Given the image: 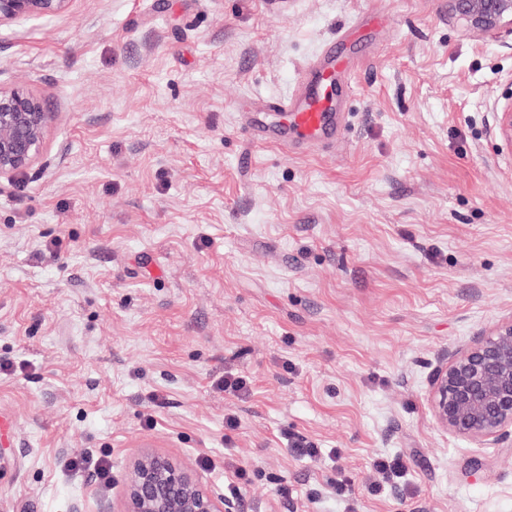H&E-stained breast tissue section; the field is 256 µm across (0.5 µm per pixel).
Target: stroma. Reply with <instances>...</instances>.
Returning <instances> with one entry per match:
<instances>
[{
  "mask_svg": "<svg viewBox=\"0 0 512 512\" xmlns=\"http://www.w3.org/2000/svg\"><path fill=\"white\" fill-rule=\"evenodd\" d=\"M329 43L344 135L251 143L245 112ZM0 85L53 114L32 169L0 175V512H122L145 449L220 491L246 466L239 512H512V441L454 435L428 400L512 318L511 23L470 30L448 0H69L0 24ZM381 455L408 473L373 495Z\"/></svg>",
  "mask_w": 512,
  "mask_h": 512,
  "instance_id": "obj_1",
  "label": "stroma"
}]
</instances>
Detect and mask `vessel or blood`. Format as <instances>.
<instances>
[{
  "instance_id": "b4317fda",
  "label": "vessel or blood",
  "mask_w": 512,
  "mask_h": 512,
  "mask_svg": "<svg viewBox=\"0 0 512 512\" xmlns=\"http://www.w3.org/2000/svg\"><path fill=\"white\" fill-rule=\"evenodd\" d=\"M354 89L351 75L337 77L336 56L322 50L314 73L289 97L263 100L261 118H247L253 140L295 150L334 144L340 131L336 105Z\"/></svg>"
}]
</instances>
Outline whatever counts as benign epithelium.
I'll use <instances>...</instances> for the list:
<instances>
[{
    "instance_id": "1",
    "label": "benign epithelium",
    "mask_w": 512,
    "mask_h": 512,
    "mask_svg": "<svg viewBox=\"0 0 512 512\" xmlns=\"http://www.w3.org/2000/svg\"><path fill=\"white\" fill-rule=\"evenodd\" d=\"M69 0H0V23L61 12ZM471 29L490 32L512 23V0H448ZM52 120L26 90L0 86V174L35 162ZM500 136L512 144V101L498 112ZM429 402L437 424L481 445L512 437V319L434 369ZM123 512H238L236 501L205 486L187 467L154 452L136 456L126 480Z\"/></svg>"
}]
</instances>
